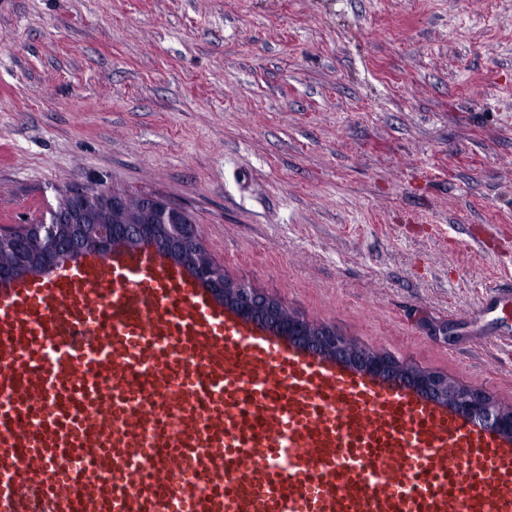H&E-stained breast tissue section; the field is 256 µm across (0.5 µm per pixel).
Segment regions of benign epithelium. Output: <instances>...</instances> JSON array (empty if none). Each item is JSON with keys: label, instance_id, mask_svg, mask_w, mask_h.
<instances>
[{"label": "benign epithelium", "instance_id": "obj_1", "mask_svg": "<svg viewBox=\"0 0 512 512\" xmlns=\"http://www.w3.org/2000/svg\"><path fill=\"white\" fill-rule=\"evenodd\" d=\"M117 213L128 219L165 218L166 224H132L122 233L114 224H80L81 242L75 243L69 235L71 225L60 223L56 216L50 223L30 224L27 229L17 233L34 246L57 254L78 255L86 249H95L101 253L112 247V242L125 240L129 243L148 241L160 246L169 258L184 265L190 274L208 288L220 301L242 315L250 313L251 298L248 288L228 281L224 270L217 266L204 253L198 243L195 226L179 223L181 211L158 200L123 199L118 202ZM55 262L39 252L18 255L14 259L1 263L0 278L17 275H39L50 270ZM292 340L309 348L314 347L322 354H336L343 347L345 339L329 330L323 336H294ZM415 387L421 392L444 402L460 415L479 422L486 427L504 434L512 433V415L504 412L486 393L478 390H462L431 375H422L415 381Z\"/></svg>", "mask_w": 512, "mask_h": 512}]
</instances>
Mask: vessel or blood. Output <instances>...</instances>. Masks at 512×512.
Listing matches in <instances>:
<instances>
[{
	"label": "vessel or blood",
	"instance_id": "b4317fda",
	"mask_svg": "<svg viewBox=\"0 0 512 512\" xmlns=\"http://www.w3.org/2000/svg\"><path fill=\"white\" fill-rule=\"evenodd\" d=\"M0 512H512V437L116 241L0 280Z\"/></svg>",
	"mask_w": 512,
	"mask_h": 512
}]
</instances>
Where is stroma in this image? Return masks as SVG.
<instances>
[{"label":"stroma","instance_id":"35a3bbf8","mask_svg":"<svg viewBox=\"0 0 512 512\" xmlns=\"http://www.w3.org/2000/svg\"><path fill=\"white\" fill-rule=\"evenodd\" d=\"M91 189L512 408V0H0V229Z\"/></svg>","mask_w":512,"mask_h":512}]
</instances>
